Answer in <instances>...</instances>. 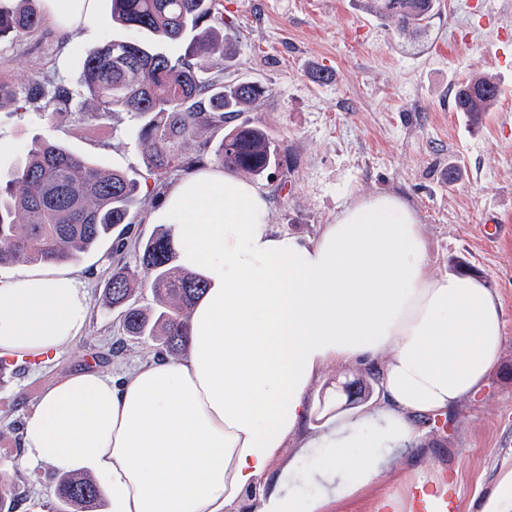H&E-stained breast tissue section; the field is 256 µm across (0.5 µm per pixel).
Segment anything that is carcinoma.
<instances>
[{"mask_svg":"<svg viewBox=\"0 0 512 512\" xmlns=\"http://www.w3.org/2000/svg\"><path fill=\"white\" fill-rule=\"evenodd\" d=\"M35 0H14L0 7V40L32 32L42 18ZM112 20L120 27L146 33L145 41L114 40L87 51L81 61L80 85L85 100L101 116L130 112L141 120L138 146L147 173L159 176L184 167L180 148L209 127L234 121L265 94L256 81L235 80L218 85L203 74L232 54V22L219 12V0H110ZM437 0H367L368 9L404 39H414L431 22ZM190 51L177 57L156 48L186 37ZM500 87L491 75L472 76L454 92V109L467 115L473 127L498 102ZM73 99L64 84L30 81L24 100L45 107ZM222 167L260 176L279 165L271 135L248 122L224 134L216 149ZM140 184L119 171H106L49 139L31 147L17 169L0 179V266L61 264L76 259L128 223ZM174 259L168 233L142 247L141 267L118 270L106 289L114 307L123 308L127 335L156 343L163 357L187 349L193 306L205 290L195 274L171 266ZM151 292L157 316L135 305L136 294ZM55 512H95L100 489L80 473L59 471L55 477ZM23 497L19 487L0 476V512H17Z\"/></svg>","mask_w":512,"mask_h":512,"instance_id":"1","label":"carcinoma"}]
</instances>
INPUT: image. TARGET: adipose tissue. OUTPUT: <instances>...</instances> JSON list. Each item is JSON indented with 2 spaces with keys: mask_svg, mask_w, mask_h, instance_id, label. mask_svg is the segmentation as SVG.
<instances>
[{
  "mask_svg": "<svg viewBox=\"0 0 512 512\" xmlns=\"http://www.w3.org/2000/svg\"><path fill=\"white\" fill-rule=\"evenodd\" d=\"M41 2L57 26L94 31L99 0ZM159 219L176 264L207 284L186 358L141 366L120 386L70 375L25 423L24 461L92 474L112 512H231L251 491L252 512H331L415 452V417L446 415L488 378L500 299L475 278L432 273L399 196L354 197L306 240L274 231L264 194L214 165L176 184ZM88 314L71 272L21 270L0 282V356L57 351ZM381 354L374 412L304 435L321 372ZM293 437L283 474L321 481L320 495L280 489L273 469Z\"/></svg>",
  "mask_w": 512,
  "mask_h": 512,
  "instance_id": "ef3b65f1",
  "label": "adipose tissue"
}]
</instances>
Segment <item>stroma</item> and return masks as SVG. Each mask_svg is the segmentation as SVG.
<instances>
[{"label":"stroma","mask_w":512,"mask_h":512,"mask_svg":"<svg viewBox=\"0 0 512 512\" xmlns=\"http://www.w3.org/2000/svg\"><path fill=\"white\" fill-rule=\"evenodd\" d=\"M240 39L216 80L249 79L266 93L244 120L275 139L280 166L255 179L270 204L275 230L316 237L352 195L395 194L416 213L435 275L467 273L502 303V345L484 388L441 420H417L414 455L382 476L344 512H376L384 497L404 492L406 470L427 464L455 479L456 512H478L486 491L512 470V50L497 38L512 22V0H440L415 41L392 37L364 0H221ZM112 21L102 4L94 32L50 23L0 40V76L13 89L31 80L77 87L84 52L113 39H140ZM493 75L497 105L480 128L455 111V87L469 76ZM138 121L108 117L86 106L81 119L49 117L42 104L0 108V175L37 141L51 139L109 170L139 180L124 251L111 241L67 263L83 282L90 313L80 338L41 359L11 358L0 375V472L25 491L31 512H52L54 466L25 465L22 427L43 393L72 374L94 370L121 380L155 360L151 341L126 336L121 312L105 301L113 272L139 266L141 243L162 231L155 217L164 196L183 179L173 169L148 179L136 142ZM123 344L114 353L115 344ZM380 364L328 366L310 395L308 430L326 432L330 419L361 415L380 401ZM362 394L348 402L345 384Z\"/></svg>","instance_id":"stroma-1"}]
</instances>
